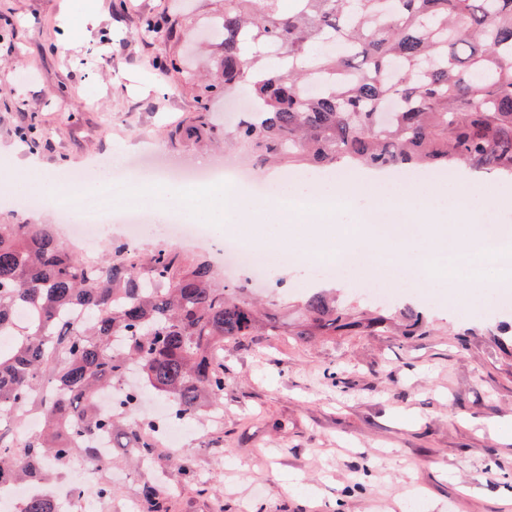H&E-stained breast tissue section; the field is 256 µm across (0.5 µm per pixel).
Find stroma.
<instances>
[{"label":"stroma","mask_w":512,"mask_h":512,"mask_svg":"<svg viewBox=\"0 0 512 512\" xmlns=\"http://www.w3.org/2000/svg\"><path fill=\"white\" fill-rule=\"evenodd\" d=\"M0 0V185H25L23 159L37 158L43 175L73 171L90 161L117 164L136 153L169 167L194 166L207 155L172 141V131L196 116L197 80L213 69L216 43L204 35L224 0ZM161 29L140 34L144 16ZM66 52H59V42ZM182 60L181 72L158 75L156 61ZM33 126L39 149L19 131ZM215 161L254 167L277 183L279 199L307 187L295 166L255 168L246 152L216 153ZM429 186L443 191L458 234L472 225L512 216V193L489 175L474 178L473 208L454 207V172L432 171ZM371 215L352 210L310 227L287 214L282 224H254L226 213L211 225L217 238H239L241 223L262 248L289 253L309 233L353 251ZM187 258L209 260L218 284L244 288L277 315L283 333L224 344V420L182 426L185 467L158 446L152 467L113 453L94 471L112 484L93 512H122L144 488L158 491L166 512H401L421 499L425 512H503L512 503V354L490 331L512 321L495 295L472 306L468 282L441 273L432 250L433 288L385 300L360 293L363 269L320 280L322 256L274 259L264 280L223 266L205 245L179 244ZM327 289L338 304L399 317L428 308L425 333L404 338L399 325L380 335L302 340L291 336L306 289ZM466 343H459V334ZM336 368L337 381L323 377Z\"/></svg>","instance_id":"obj_1"}]
</instances>
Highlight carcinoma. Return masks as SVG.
Returning <instances> with one entry per match:
<instances>
[{"mask_svg": "<svg viewBox=\"0 0 512 512\" xmlns=\"http://www.w3.org/2000/svg\"><path fill=\"white\" fill-rule=\"evenodd\" d=\"M218 81L200 86L205 112L246 88L254 107L237 143L259 163L384 170L459 163L512 178V0H224ZM339 39L350 53L327 51ZM279 47L263 67L261 47ZM323 88L306 92L309 77ZM176 140L217 144L224 130L192 124ZM224 288L206 260L157 247L147 256L122 244L106 262L60 245L52 224H0V484L48 481L81 456L96 468L93 437L111 432L138 455L155 446L97 394L136 369L144 389L174 398L195 418L224 403V341L281 334L276 315ZM35 312L18 325L16 309ZM292 330L302 339L379 333L383 313L356 316L323 291L306 296ZM404 336H420L422 311L403 315ZM36 413L34 437L14 431ZM20 512H59L38 495Z\"/></svg>", "mask_w": 512, "mask_h": 512, "instance_id": "1", "label": "carcinoma"}]
</instances>
